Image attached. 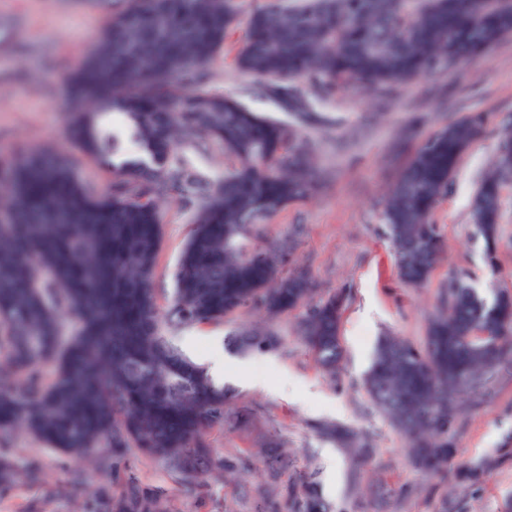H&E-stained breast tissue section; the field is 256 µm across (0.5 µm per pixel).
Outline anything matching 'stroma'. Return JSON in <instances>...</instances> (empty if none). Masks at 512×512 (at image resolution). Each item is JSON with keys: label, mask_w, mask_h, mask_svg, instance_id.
Wrapping results in <instances>:
<instances>
[{"label": "stroma", "mask_w": 512, "mask_h": 512, "mask_svg": "<svg viewBox=\"0 0 512 512\" xmlns=\"http://www.w3.org/2000/svg\"><path fill=\"white\" fill-rule=\"evenodd\" d=\"M105 13L79 0H0V158L20 148L51 153L72 149L63 110L67 86L55 64H77L104 30ZM241 47L232 34L209 66L212 88L235 96L260 114L291 120L279 98H255L246 89L251 77L233 59ZM476 112L489 113L483 137L466 153L434 212L447 240L444 258L422 288L406 287L397 277L393 248L381 222L385 192L409 158L399 150V134L422 120V134L442 123ZM512 121V41L499 44L474 66L419 79L387 107L353 95L321 104L301 130L314 153L322 186L312 200L288 206L261 227L264 240L295 235L298 265L309 269L322 292L346 289L342 368L329 379L297 339L294 315L275 319L282 343L269 351L238 353L229 343L237 321L188 326L175 333L178 347L209 366L220 356L231 394L224 424L210 441L223 457L242 456L252 473L236 480H208L192 494L182 493L179 478L161 464L129 452L113 462L111 449L85 478L92 488L113 491L135 481L159 495L168 512H265L260 497L288 476H270L272 462L260 453L272 441L284 443L289 474H313L331 512H363L348 493L352 465L339 448L321 441L317 424L336 421L372 433L377 448L364 466L373 494L399 505L398 512H512V365L503 367L480 403L464 409L454 424L456 459L490 462L479 484L445 497L444 486L417 472L405 442L377 414L361 385L379 336L391 332L422 346L429 317L442 291L464 278L482 291L512 290V184L502 192L503 238L495 256L472 233L471 201L498 141L500 127ZM201 197H172L163 207V243L153 287L158 298L170 295L172 274ZM11 445L19 457L43 464L38 485H0V512H78L69 490L75 464L66 455L24 436Z\"/></svg>", "instance_id": "stroma-1"}]
</instances>
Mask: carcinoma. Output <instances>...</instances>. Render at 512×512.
<instances>
[{
  "label": "carcinoma",
  "mask_w": 512,
  "mask_h": 512,
  "mask_svg": "<svg viewBox=\"0 0 512 512\" xmlns=\"http://www.w3.org/2000/svg\"><path fill=\"white\" fill-rule=\"evenodd\" d=\"M106 33L65 76L67 124L87 156L113 176L100 193L64 154L29 150L0 163V431L15 428L82 466L103 448H132L188 479L244 461L213 457L207 432L224 424V385L192 361L163 329L219 324L249 308L270 315L302 310L296 330L329 376L343 358L340 327L348 294L314 298L311 278L283 273L291 246L259 247L257 227L309 197L317 169L301 134L207 86L204 69L240 23L231 0H118ZM512 39V0H271L251 10L240 72L253 88L288 96L297 120L310 104L306 81L329 95L354 87L390 97L418 78L447 72ZM108 115L137 145L128 154ZM486 117L473 114L432 132L389 188L382 221L397 273L410 287L431 276L446 249L437 204ZM217 145L231 164L196 211L159 312L151 288L162 241L158 200L198 193L204 177L187 153ZM512 122L472 201L475 234L493 253L504 186L512 181ZM487 332L492 344L479 334ZM240 352L275 348L258 325L233 335ZM512 360V294H484L456 279L427 326L422 348L381 336L362 386L374 410L407 442L416 467L446 485L477 480L454 464L459 402ZM320 433L350 454L357 491L373 439L335 426ZM20 477L0 451V484ZM288 512H326L307 478L280 492ZM112 512H162L158 496L128 482Z\"/></svg>",
  "instance_id": "1"
}]
</instances>
